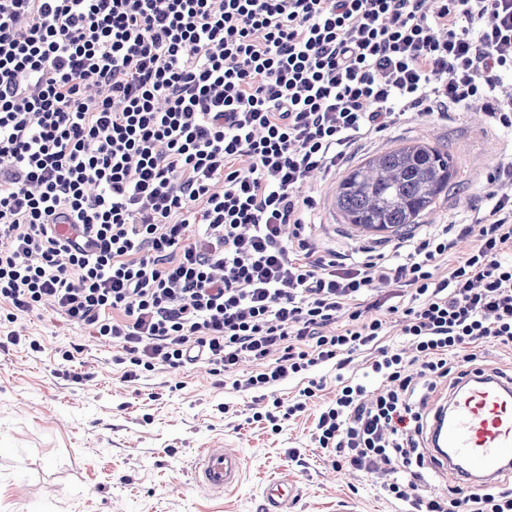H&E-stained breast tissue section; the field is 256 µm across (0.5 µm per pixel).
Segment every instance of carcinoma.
<instances>
[{
	"instance_id": "carcinoma-1",
	"label": "carcinoma",
	"mask_w": 512,
	"mask_h": 512,
	"mask_svg": "<svg viewBox=\"0 0 512 512\" xmlns=\"http://www.w3.org/2000/svg\"><path fill=\"white\" fill-rule=\"evenodd\" d=\"M454 161L448 149L409 142L376 154L340 180L335 207L346 224L385 231L416 224L448 190Z\"/></svg>"
}]
</instances>
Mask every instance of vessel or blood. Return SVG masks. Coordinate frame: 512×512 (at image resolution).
<instances>
[{"mask_svg": "<svg viewBox=\"0 0 512 512\" xmlns=\"http://www.w3.org/2000/svg\"><path fill=\"white\" fill-rule=\"evenodd\" d=\"M427 455L438 474L476 487L498 480L512 465V376L469 374L460 379L429 426ZM239 453L206 448L200 454V478L210 489L238 483ZM295 497L287 480L271 481L262 512H288Z\"/></svg>", "mask_w": 512, "mask_h": 512, "instance_id": "b4317fda", "label": "vessel or blood"}]
</instances>
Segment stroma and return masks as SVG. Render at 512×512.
I'll return each instance as SVG.
<instances>
[{"instance_id": "stroma-1", "label": "stroma", "mask_w": 512, "mask_h": 512, "mask_svg": "<svg viewBox=\"0 0 512 512\" xmlns=\"http://www.w3.org/2000/svg\"><path fill=\"white\" fill-rule=\"evenodd\" d=\"M417 140L447 148L458 162L423 223L447 224L487 210L485 177L496 154L512 145V133L452 112L428 124H394L355 159ZM340 179L332 174L312 191L314 238L339 252L392 249L405 229L367 232L342 222L334 205ZM26 324L40 351L0 344V512H260L266 485L284 478L298 487L289 512L401 510L380 496L373 475L332 467L315 440L319 403L336 393L334 368L320 372V401L274 433L251 422L250 396L216 384L204 363L127 382L112 361L115 349L64 316L39 311ZM72 343L81 352L59 363V350ZM200 448L238 450L240 481L221 491L203 487Z\"/></svg>"}]
</instances>
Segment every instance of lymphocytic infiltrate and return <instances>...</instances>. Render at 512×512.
<instances>
[{
	"label": "lymphocytic infiltrate",
	"instance_id": "f902f5d3",
	"mask_svg": "<svg viewBox=\"0 0 512 512\" xmlns=\"http://www.w3.org/2000/svg\"><path fill=\"white\" fill-rule=\"evenodd\" d=\"M509 75L512 0H0L7 341L40 351L19 324L50 309L121 349L126 381L201 360L273 425L322 391L312 371L372 350L371 384L341 381L317 413L333 465L409 512H512L511 487L418 491L438 380L512 345V148L486 215L393 254L319 246L303 192L401 119L473 109L511 130Z\"/></svg>",
	"mask_w": 512,
	"mask_h": 512
}]
</instances>
